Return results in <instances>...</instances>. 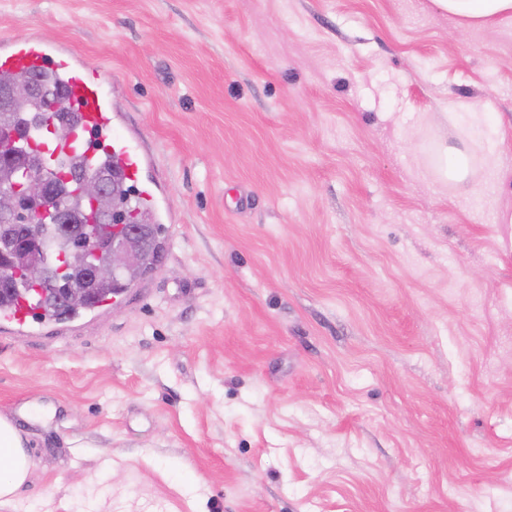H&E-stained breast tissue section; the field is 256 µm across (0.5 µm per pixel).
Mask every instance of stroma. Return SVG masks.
Wrapping results in <instances>:
<instances>
[{
  "label": "stroma",
  "mask_w": 512,
  "mask_h": 512,
  "mask_svg": "<svg viewBox=\"0 0 512 512\" xmlns=\"http://www.w3.org/2000/svg\"><path fill=\"white\" fill-rule=\"evenodd\" d=\"M112 82L171 214L119 307L0 334V512H512V24L429 0H0ZM19 428L0 416V502H14L31 479V461Z\"/></svg>",
  "instance_id": "stroma-1"
}]
</instances>
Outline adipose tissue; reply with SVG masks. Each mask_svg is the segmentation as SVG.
<instances>
[{
  "label": "adipose tissue",
  "mask_w": 512,
  "mask_h": 512,
  "mask_svg": "<svg viewBox=\"0 0 512 512\" xmlns=\"http://www.w3.org/2000/svg\"><path fill=\"white\" fill-rule=\"evenodd\" d=\"M454 18L459 28L470 29L512 21V0H431ZM19 428L0 416V502H14L31 479V461Z\"/></svg>",
  "instance_id": "1"
}]
</instances>
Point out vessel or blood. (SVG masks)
Returning <instances> with one entry per match:
<instances>
[{
    "instance_id": "b4317fda",
    "label": "vessel or blood",
    "mask_w": 512,
    "mask_h": 512,
    "mask_svg": "<svg viewBox=\"0 0 512 512\" xmlns=\"http://www.w3.org/2000/svg\"><path fill=\"white\" fill-rule=\"evenodd\" d=\"M0 67L53 74L68 91L67 102L78 116L72 138L29 141L30 147L46 154L49 170L67 167L80 143L95 146L101 165L118 168L127 180H137L149 166L150 158L138 138L117 128L120 114L112 105L111 83L67 46L25 35L4 37L0 39ZM45 317L44 310L34 308L30 301L18 300L13 308L0 312V333L31 336Z\"/></svg>"
}]
</instances>
